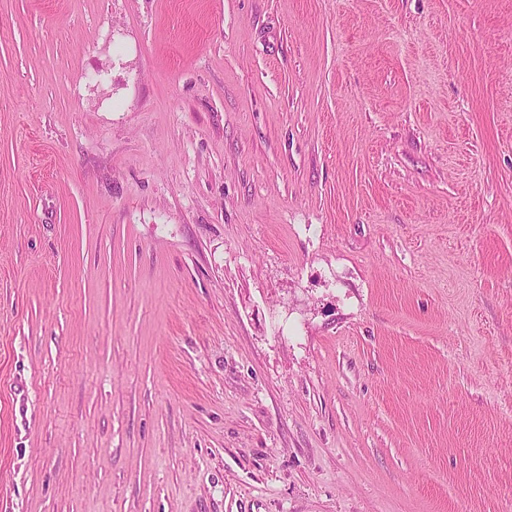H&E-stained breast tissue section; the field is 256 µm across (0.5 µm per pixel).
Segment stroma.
Masks as SVG:
<instances>
[{
  "mask_svg": "<svg viewBox=\"0 0 512 512\" xmlns=\"http://www.w3.org/2000/svg\"><path fill=\"white\" fill-rule=\"evenodd\" d=\"M0 512H512V0H0Z\"/></svg>",
  "mask_w": 512,
  "mask_h": 512,
  "instance_id": "stroma-1",
  "label": "stroma"
}]
</instances>
